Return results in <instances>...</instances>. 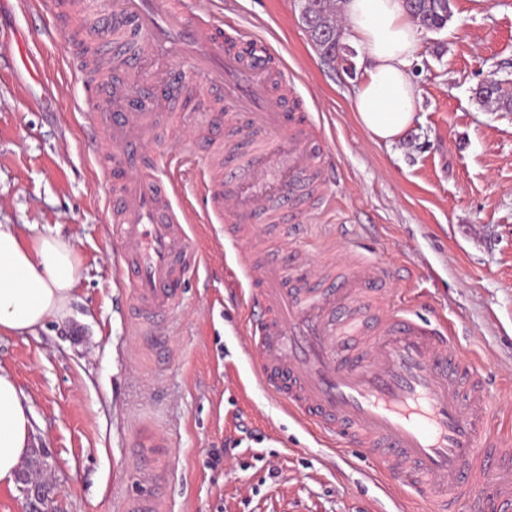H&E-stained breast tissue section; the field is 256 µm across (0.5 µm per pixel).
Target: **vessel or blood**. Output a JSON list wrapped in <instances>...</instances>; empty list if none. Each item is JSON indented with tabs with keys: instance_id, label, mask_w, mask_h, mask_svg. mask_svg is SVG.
Wrapping results in <instances>:
<instances>
[{
	"instance_id": "1",
	"label": "vessel or blood",
	"mask_w": 512,
	"mask_h": 512,
	"mask_svg": "<svg viewBox=\"0 0 512 512\" xmlns=\"http://www.w3.org/2000/svg\"><path fill=\"white\" fill-rule=\"evenodd\" d=\"M145 34L139 56L171 57L184 77H207L224 88L226 124L241 147L208 185L212 213L228 222L234 264L249 286L250 367L261 387L303 426L333 444L360 448L390 478L426 500L432 512H512V436L497 429L502 401L455 344L446 319L428 321L409 302L385 304V266L356 255L320 269L304 286L296 270L240 248L255 217L281 222L300 191L324 204L320 125L286 112L291 83L260 57L225 53L220 31L185 0H120ZM112 156L128 167L110 185L117 263L126 273L135 319L158 328L180 307L178 286L198 266L177 186L160 177L165 150L155 138L181 126L174 112H99Z\"/></svg>"
}]
</instances>
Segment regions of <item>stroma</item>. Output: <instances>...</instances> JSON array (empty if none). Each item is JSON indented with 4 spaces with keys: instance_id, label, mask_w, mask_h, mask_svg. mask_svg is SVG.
<instances>
[{
    "instance_id": "35a3bbf8",
    "label": "stroma",
    "mask_w": 512,
    "mask_h": 512,
    "mask_svg": "<svg viewBox=\"0 0 512 512\" xmlns=\"http://www.w3.org/2000/svg\"><path fill=\"white\" fill-rule=\"evenodd\" d=\"M200 2L226 50L288 68L324 133L327 202L258 224L247 247L300 270L343 262L352 248L383 264L391 297L411 298L421 318L447 316L459 346L478 354L512 430V110L475 96L512 75V0H453L447 25L422 32L415 118L391 143L371 140L353 109L362 78L353 42L342 39L341 62H325L300 0ZM91 49L101 59L124 51L67 27L57 0H0V224L65 237L78 264L65 317L0 334V370L15 378L48 453L39 478L54 512H120L151 490L167 512H429L359 449L329 446L252 382L245 280L225 265L222 223L192 225L199 273L181 283L167 333L140 334L99 178L104 133L91 115L108 87L88 68ZM177 67L153 56L117 77L148 99ZM173 100L185 105L183 93ZM185 107V128L160 134L161 171L182 174L181 195L201 212L199 177L214 168L193 130L221 108L213 95ZM140 433L162 438L165 477L137 469Z\"/></svg>"
}]
</instances>
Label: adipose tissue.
I'll list each match as a JSON object with an SVG mask.
<instances>
[{
  "mask_svg": "<svg viewBox=\"0 0 512 512\" xmlns=\"http://www.w3.org/2000/svg\"><path fill=\"white\" fill-rule=\"evenodd\" d=\"M346 30L362 53L364 76L353 108L371 139L391 142L411 125L417 26L402 0H344ZM77 258L64 238L20 235L0 224V333L34 332L62 318L76 282ZM31 411L14 378L0 371V483H12L33 443Z\"/></svg>",
  "mask_w": 512,
  "mask_h": 512,
  "instance_id": "ef3b65f1",
  "label": "adipose tissue"
}]
</instances>
